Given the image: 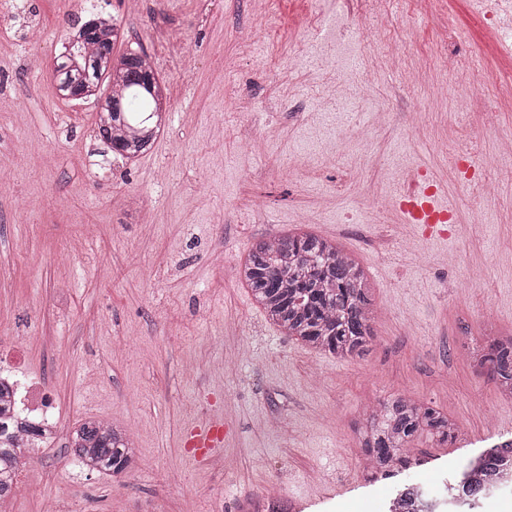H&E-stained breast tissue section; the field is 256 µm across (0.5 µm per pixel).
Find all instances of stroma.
Returning a JSON list of instances; mask_svg holds the SVG:
<instances>
[{
  "label": "stroma",
  "instance_id": "stroma-1",
  "mask_svg": "<svg viewBox=\"0 0 512 512\" xmlns=\"http://www.w3.org/2000/svg\"><path fill=\"white\" fill-rule=\"evenodd\" d=\"M0 19V341L30 340L15 371L38 380L64 425L94 418L128 425L144 465L111 479L76 468L66 440L39 451L19 476L11 512L50 501L79 512H253L271 486L277 512H374L405 484L438 486L468 461L512 442V398L467 352L488 332L512 336V172L497 197L457 181L441 140L470 144L473 167L512 139V112L479 97L466 112L431 100L448 52L471 61L475 82L512 63L479 22L485 0H320L328 29H304L309 0H265L266 37L250 39L248 0H125L104 9L122 21L117 51L142 48L167 89L169 127L131 166L95 137L100 104L54 92V47L73 0H15ZM379 12L380 48L360 55L353 31ZM45 37L30 44L27 25ZM418 34L416 93L386 71L383 50L401 26ZM334 52L340 69L384 67L371 103L325 106L315 74ZM43 63L28 69L30 57ZM223 73L214 83V73ZM304 86L273 110L280 88ZM254 108H233L237 94ZM263 138L261 152L245 137ZM340 164H320L325 149ZM403 164L441 187L458 221L444 233L406 223L397 205L363 194L382 167ZM200 204L190 209L187 196ZM151 214L137 223L133 202ZM336 241L365 269L376 309L374 340L338 358L301 344L256 307L237 264L259 239L297 229ZM483 221L468 223L470 211ZM459 255L460 264L446 257ZM487 266L476 284L465 264ZM196 363L185 374L184 363ZM432 406L460 434L410 444L407 469L366 468L356 428L396 397ZM223 415L221 454L194 456L185 430Z\"/></svg>",
  "mask_w": 512,
  "mask_h": 512
}]
</instances>
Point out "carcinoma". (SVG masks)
Returning <instances> with one entry per match:
<instances>
[{"instance_id":"carcinoma-1","label":"carcinoma","mask_w":512,"mask_h":512,"mask_svg":"<svg viewBox=\"0 0 512 512\" xmlns=\"http://www.w3.org/2000/svg\"><path fill=\"white\" fill-rule=\"evenodd\" d=\"M78 31L60 42L56 53L54 89L62 100L100 99L102 89L112 109L98 112L100 139L119 157L133 163L151 149L165 121L163 89L157 78L140 82L132 65L151 72L146 53L113 52L112 18L78 17ZM239 276L268 320L288 337L338 358L359 355L374 336V304L368 276L355 258L336 242L307 232L257 240L239 265ZM472 361L487 371L501 393L512 394V336H489L469 350ZM12 387L0 383V469L4 462L26 454L16 433L40 435L38 427L10 415ZM362 446L373 470L388 475L409 464L408 444L418 433L445 443L458 436L455 423L437 410L409 398L383 404L362 424ZM67 447L78 464L91 473L118 476L139 467L140 460L126 428L108 421L88 420L74 426ZM512 473V443L502 444L469 461L455 481L457 498L477 500L491 488L487 478ZM397 512H415L422 495L412 487L399 494Z\"/></svg>"}]
</instances>
